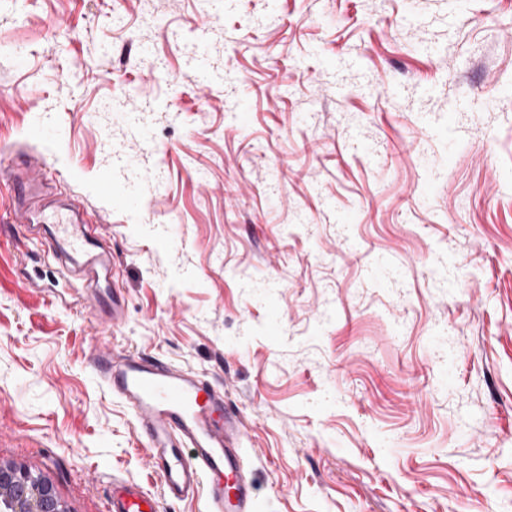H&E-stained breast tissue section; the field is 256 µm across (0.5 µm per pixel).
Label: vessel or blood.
Masks as SVG:
<instances>
[{
    "mask_svg": "<svg viewBox=\"0 0 512 512\" xmlns=\"http://www.w3.org/2000/svg\"><path fill=\"white\" fill-rule=\"evenodd\" d=\"M1 176L12 184L7 223L48 225L40 242L45 251L62 262L80 255L73 270L75 292L97 312L103 333L116 327L124 301L112 259L92 249L78 211L45 199L52 174L38 164L19 171L9 163L0 166ZM91 363L106 390L132 412L165 497H203L208 512H255L254 486L242 458L250 435L240 411L226 402L223 387L159 357L119 352L103 339L94 344ZM110 512H157V500L139 485L116 482Z\"/></svg>",
    "mask_w": 512,
    "mask_h": 512,
    "instance_id": "b4317fda",
    "label": "vessel or blood"
}]
</instances>
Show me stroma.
Returning <instances> with one entry per match:
<instances>
[{
    "instance_id": "stroma-1",
    "label": "stroma",
    "mask_w": 512,
    "mask_h": 512,
    "mask_svg": "<svg viewBox=\"0 0 512 512\" xmlns=\"http://www.w3.org/2000/svg\"><path fill=\"white\" fill-rule=\"evenodd\" d=\"M0 153L80 167L59 190L106 232L107 340L223 386L256 512H512V0H0ZM132 167L136 216L95 192ZM95 334L1 228L0 462L66 512L116 480L206 512L160 496Z\"/></svg>"
}]
</instances>
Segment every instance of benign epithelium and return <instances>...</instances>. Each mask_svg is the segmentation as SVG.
<instances>
[{
    "mask_svg": "<svg viewBox=\"0 0 512 512\" xmlns=\"http://www.w3.org/2000/svg\"><path fill=\"white\" fill-rule=\"evenodd\" d=\"M23 467L0 465V497L8 512H59L51 486Z\"/></svg>",
    "mask_w": 512,
    "mask_h": 512,
    "instance_id": "1",
    "label": "benign epithelium"
}]
</instances>
